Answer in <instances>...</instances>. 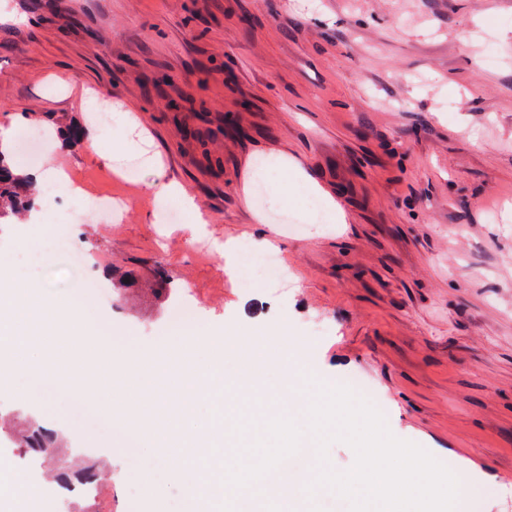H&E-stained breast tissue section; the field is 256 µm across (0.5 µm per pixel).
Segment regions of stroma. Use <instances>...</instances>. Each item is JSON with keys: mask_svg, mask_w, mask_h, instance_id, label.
Masks as SVG:
<instances>
[{"mask_svg": "<svg viewBox=\"0 0 512 512\" xmlns=\"http://www.w3.org/2000/svg\"><path fill=\"white\" fill-rule=\"evenodd\" d=\"M100 94L153 142L134 181L115 172L117 129L83 107ZM229 116L246 137L223 133ZM20 125L80 137L18 168L126 201L76 231L99 272L136 281L91 297L89 340L125 337L141 366L182 355L154 333L183 289L219 369L225 338L287 322L318 381L362 378L393 435L468 476L477 512H512V0H0V129ZM160 180L202 225L161 223ZM310 193L335 204L327 223ZM31 195L24 220L0 223V257L49 235L40 212L60 200L38 182ZM201 233L267 241L287 294L255 262L200 250ZM27 414L65 427L0 388V416ZM143 433V456L121 471L104 459L76 512H184L189 448ZM23 455L0 441V512L52 496L53 461Z\"/></svg>", "mask_w": 512, "mask_h": 512, "instance_id": "obj_1", "label": "stroma"}]
</instances>
